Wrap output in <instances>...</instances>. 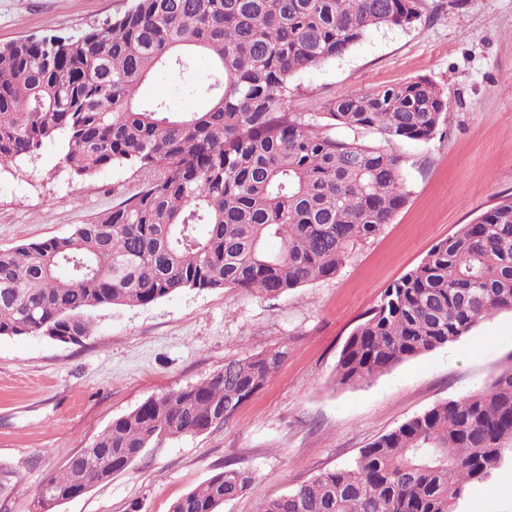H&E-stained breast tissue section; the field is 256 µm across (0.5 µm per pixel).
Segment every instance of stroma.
<instances>
[{"instance_id": "1", "label": "stroma", "mask_w": 512, "mask_h": 512, "mask_svg": "<svg viewBox=\"0 0 512 512\" xmlns=\"http://www.w3.org/2000/svg\"><path fill=\"white\" fill-rule=\"evenodd\" d=\"M130 4L0 0V45L100 28ZM416 77L447 95V117L433 139L394 144L408 200L335 277L276 297L194 289L147 306L100 307L91 334L74 344L0 336V464L17 478L10 512H31L44 478L113 420L202 383L229 357L288 348L264 389L224 424L147 448L110 482L55 512H169L228 462L252 483L220 512H262L266 501L348 462L412 417L491 382L512 355L511 311L370 382L336 383L346 339L385 288L434 244L512 195V0H423L416 26L370 31L293 84L299 111L315 112L330 98ZM139 97L167 100L175 112H203L211 100L166 70ZM137 189L127 166L75 178L60 144H46L33 158L0 166V249L67 235ZM458 512H512V465L472 487Z\"/></svg>"}]
</instances>
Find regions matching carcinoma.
Returning <instances> with one entry per match:
<instances>
[{"label": "carcinoma", "mask_w": 512, "mask_h": 512, "mask_svg": "<svg viewBox=\"0 0 512 512\" xmlns=\"http://www.w3.org/2000/svg\"><path fill=\"white\" fill-rule=\"evenodd\" d=\"M422 12V0H132L102 29L0 47V165L60 138L77 178L115 164L140 177L130 198L70 234L0 249V336L73 343L99 307L186 289L279 296L336 276L407 202L403 158L385 145L433 139L448 99L414 78L300 112L292 79L374 28L415 26ZM197 53L212 62L208 111L138 100L156 70L188 72ZM369 131L384 144L365 141ZM502 310H512V197L385 289L344 343L336 382H368ZM287 353L282 344L228 359L208 381L147 400L43 484L65 494L92 474L123 472L153 444L224 423ZM509 461L512 360L485 388L414 416L264 512H455L470 485ZM14 478L0 466V508ZM251 482L228 464L170 512H219Z\"/></svg>", "instance_id": "obj_1"}]
</instances>
